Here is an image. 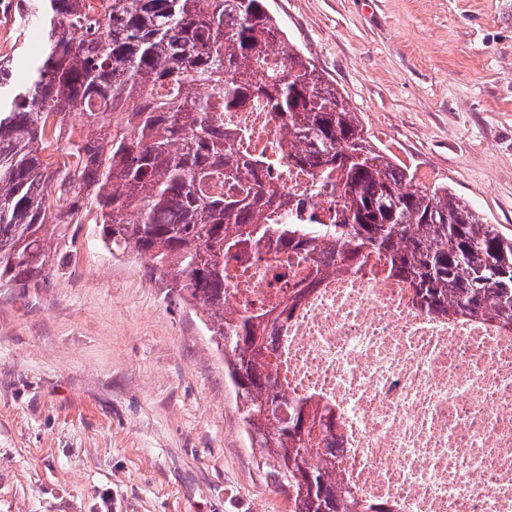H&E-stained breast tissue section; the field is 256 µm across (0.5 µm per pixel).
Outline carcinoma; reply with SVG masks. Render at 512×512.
I'll return each mask as SVG.
<instances>
[{"instance_id": "carcinoma-1", "label": "carcinoma", "mask_w": 512, "mask_h": 512, "mask_svg": "<svg viewBox=\"0 0 512 512\" xmlns=\"http://www.w3.org/2000/svg\"><path fill=\"white\" fill-rule=\"evenodd\" d=\"M35 27L0 60V288H38L55 266L49 226H101L201 310L224 347L251 447L290 512H395L336 476V418L291 403L273 363L275 331L306 293L256 314L224 311V256L283 251L315 275L383 254L428 312L512 329V237L446 185L414 175L370 140L357 113L288 35L267 0H17ZM274 47L280 64L261 66ZM263 102L288 159L336 183L339 224H264L274 193L242 159L224 113ZM112 122H107V116ZM68 145L55 141L72 119ZM214 180L227 192L210 190Z\"/></svg>"}]
</instances>
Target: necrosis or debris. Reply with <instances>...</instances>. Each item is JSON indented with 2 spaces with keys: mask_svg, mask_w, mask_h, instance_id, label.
I'll use <instances>...</instances> for the list:
<instances>
[{
  "mask_svg": "<svg viewBox=\"0 0 512 512\" xmlns=\"http://www.w3.org/2000/svg\"><path fill=\"white\" fill-rule=\"evenodd\" d=\"M238 155L265 157L281 194L264 219L341 222L334 190L289 162L270 112L224 115ZM307 271L249 250L224 263L229 311L255 312L306 294L280 333L275 363L288 397L336 412V473L358 495L398 512H512V331L430 314L372 254L307 285Z\"/></svg>",
  "mask_w": 512,
  "mask_h": 512,
  "instance_id": "1",
  "label": "necrosis or debris"
}]
</instances>
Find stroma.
Masks as SVG:
<instances>
[{
	"mask_svg": "<svg viewBox=\"0 0 512 512\" xmlns=\"http://www.w3.org/2000/svg\"><path fill=\"white\" fill-rule=\"evenodd\" d=\"M374 142L512 236V0H268ZM0 288V512H288L194 307L99 228Z\"/></svg>",
	"mask_w": 512,
	"mask_h": 512,
	"instance_id": "stroma-1",
	"label": "stroma"
}]
</instances>
